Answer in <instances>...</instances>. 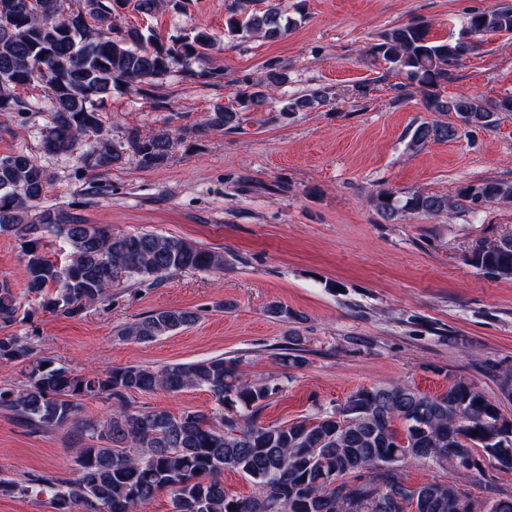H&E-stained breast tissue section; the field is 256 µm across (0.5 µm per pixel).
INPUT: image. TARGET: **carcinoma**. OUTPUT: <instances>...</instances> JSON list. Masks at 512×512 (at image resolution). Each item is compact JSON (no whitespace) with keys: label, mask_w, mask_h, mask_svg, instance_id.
I'll return each mask as SVG.
<instances>
[{"label":"carcinoma","mask_w":512,"mask_h":512,"mask_svg":"<svg viewBox=\"0 0 512 512\" xmlns=\"http://www.w3.org/2000/svg\"><path fill=\"white\" fill-rule=\"evenodd\" d=\"M0 0V112L27 108L15 90L39 82L47 89L52 125L43 149L55 155L85 145L84 159L102 174L121 162L123 152L102 134L97 102L122 84L154 82L171 73L174 62L204 63L210 34L144 44L136 30L115 24L120 10L144 15L163 8L179 10L182 0ZM252 0H234L225 20L228 32L243 38H281L295 25L277 3L249 10ZM462 35L435 40L431 24L413 18L385 30L373 55L420 90L425 109L454 113L470 127L498 125L512 112V96L445 98L441 88L455 79V67L480 44L463 39L512 34V3L476 10L465 17ZM288 83L285 67L269 66L257 89L217 108L208 125L230 133L241 112L267 104L268 95ZM328 101L324 87L281 100L284 115ZM458 126L432 120L418 124L410 146L458 137ZM171 138L166 132L127 138L129 154L146 167L167 162ZM50 175L30 155L0 156V236L18 241L27 292L43 310L74 317L110 300L120 278L156 284L185 270L222 271L224 253L182 238L150 231L114 233L90 224L88 202L41 207L38 200ZM512 201V181L483 179L461 186L454 196L415 191L399 197L382 190L373 206L386 218L402 213L436 215L462 208L474 216L493 203ZM61 238L70 247L63 263L45 251L43 240ZM468 265L491 279H512V235L480 244L466 256ZM22 304L7 279L0 280V363L24 365L22 386L0 387V410L34 433L72 429L76 474L38 475L29 484L0 478V492L47 495L56 512H132L162 491L172 494L174 512H457L472 492L453 479L435 478L411 487L400 478L399 464L418 461L462 470L460 457L479 448L488 461L512 470V419L464 378L437 395L400 384L352 392L332 412L311 419L265 427L257 413L280 387L274 380L248 379L233 360L222 357L172 363L154 369L125 365L78 372L47 356H38L35 339L10 332L21 321ZM198 314L185 308L152 312L117 331L123 340L151 342L193 325ZM280 364H305L300 348L278 356ZM205 388L215 403L210 415L133 408L126 398L156 390L172 394ZM115 401L118 407L99 420L78 418L80 402ZM234 470L256 487L250 497L224 490V470ZM479 512H512V496L480 499Z\"/></svg>","instance_id":"1"}]
</instances>
